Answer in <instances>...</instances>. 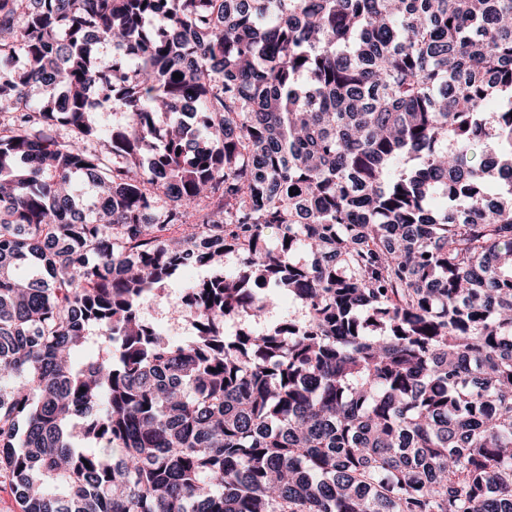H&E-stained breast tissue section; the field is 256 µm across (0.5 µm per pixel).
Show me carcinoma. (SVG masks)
Returning <instances> with one entry per match:
<instances>
[{
	"instance_id": "carcinoma-1",
	"label": "carcinoma",
	"mask_w": 512,
	"mask_h": 512,
	"mask_svg": "<svg viewBox=\"0 0 512 512\" xmlns=\"http://www.w3.org/2000/svg\"><path fill=\"white\" fill-rule=\"evenodd\" d=\"M0 115L22 512H512V0H0ZM209 274L206 268H196L171 280L164 290L144 302L141 308L143 319L160 326L173 343H180L193 336V318L189 311L183 309V304L190 308L194 301L190 292L183 294L188 283L202 280ZM267 302V316L270 322H277L282 318H287L289 314H301V308L297 303L288 300V297L279 290L265 291Z\"/></svg>"
}]
</instances>
